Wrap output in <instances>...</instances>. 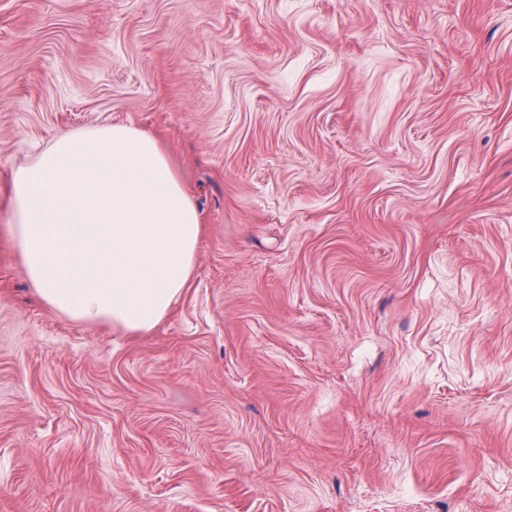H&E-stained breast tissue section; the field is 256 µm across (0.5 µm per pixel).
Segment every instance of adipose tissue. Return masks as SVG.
Returning <instances> with one entry per match:
<instances>
[{"label": "adipose tissue", "instance_id": "1", "mask_svg": "<svg viewBox=\"0 0 512 512\" xmlns=\"http://www.w3.org/2000/svg\"><path fill=\"white\" fill-rule=\"evenodd\" d=\"M5 229L49 310L133 336L190 287L203 233L156 137L127 123L59 133L15 169Z\"/></svg>", "mask_w": 512, "mask_h": 512}]
</instances>
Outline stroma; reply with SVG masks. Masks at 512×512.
Returning a JSON list of instances; mask_svg holds the SVG:
<instances>
[{
    "label": "stroma",
    "instance_id": "35a3bbf8",
    "mask_svg": "<svg viewBox=\"0 0 512 512\" xmlns=\"http://www.w3.org/2000/svg\"><path fill=\"white\" fill-rule=\"evenodd\" d=\"M115 122L195 273L125 336L0 231V512H512V0H0V228Z\"/></svg>",
    "mask_w": 512,
    "mask_h": 512
}]
</instances>
